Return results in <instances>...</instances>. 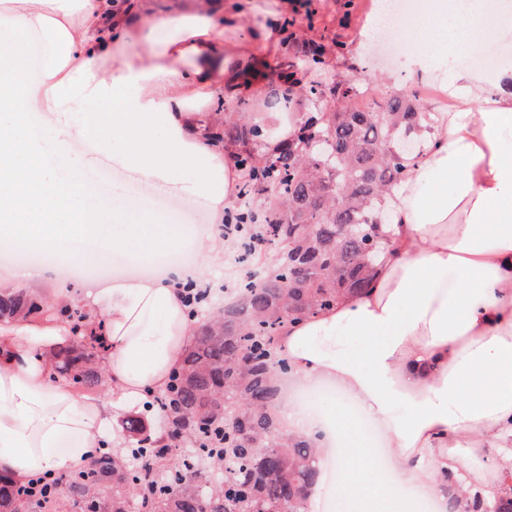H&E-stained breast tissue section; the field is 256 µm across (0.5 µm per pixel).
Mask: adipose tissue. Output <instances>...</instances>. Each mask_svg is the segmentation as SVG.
I'll use <instances>...</instances> for the list:
<instances>
[{
    "instance_id": "adipose-tissue-1",
    "label": "adipose tissue",
    "mask_w": 512,
    "mask_h": 512,
    "mask_svg": "<svg viewBox=\"0 0 512 512\" xmlns=\"http://www.w3.org/2000/svg\"><path fill=\"white\" fill-rule=\"evenodd\" d=\"M182 3L162 15L153 0H0V238L44 253L18 270V284L36 289L60 264L116 252L145 270L109 284L81 279L63 297L105 341L111 397L80 400L67 380H51L50 353L72 335L58 314L0 325V475L13 482L81 470L113 446L106 427L165 390L194 338L183 286L221 289L204 282L200 264H223L231 248L224 212L241 174L209 131L225 96L260 92L254 62L283 13L256 0ZM31 32L46 38L34 81L21 46ZM511 36L512 0H419L405 77L441 83L456 107L435 113L426 152L385 198L389 256L370 290L281 331L290 376L335 385L394 460L381 471L335 417L279 407L289 434L335 458L353 512H415L399 484L447 512L448 478L491 500L512 471V56L490 72L441 67ZM36 101L66 161L111 154L162 190L202 201L207 228L158 223L125 199L93 200L31 134ZM186 247L200 263L181 259Z\"/></svg>"
}]
</instances>
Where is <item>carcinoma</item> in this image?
<instances>
[{"label":"carcinoma","instance_id":"1","mask_svg":"<svg viewBox=\"0 0 512 512\" xmlns=\"http://www.w3.org/2000/svg\"><path fill=\"white\" fill-rule=\"evenodd\" d=\"M320 54L280 71L282 84L313 98L355 101L359 85L326 87L317 79ZM434 119L416 97L373 99L364 107L305 112L296 135L257 152L259 125L241 112L217 119L210 139L235 148L244 174L238 226L258 251L287 249L268 271L241 282L239 297L204 321L166 390L153 397L157 424L143 416L122 421L131 449L104 448L85 470L43 477L27 490L0 476V512H54L58 500L79 505L92 491L102 500L82 512H307L318 477V448L290 437L275 406L277 377L288 371L280 333L333 307L344 295L369 288L382 263L385 196L395 190L426 149ZM272 189L286 197L261 212L255 197ZM45 312L27 290L0 292V320L36 319ZM59 315L74 340L52 355L55 373L74 388L103 384V338L87 315L65 306ZM269 449L265 457L250 449ZM471 512H512V472L502 494L473 499Z\"/></svg>","mask_w":512,"mask_h":512}]
</instances>
